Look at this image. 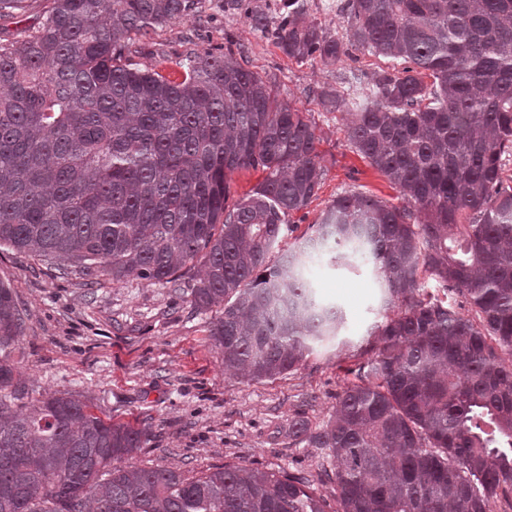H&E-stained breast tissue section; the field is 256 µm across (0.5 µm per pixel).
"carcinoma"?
I'll list each match as a JSON object with an SVG mask.
<instances>
[{
	"instance_id": "carcinoma-1",
	"label": "carcinoma",
	"mask_w": 512,
	"mask_h": 512,
	"mask_svg": "<svg viewBox=\"0 0 512 512\" xmlns=\"http://www.w3.org/2000/svg\"><path fill=\"white\" fill-rule=\"evenodd\" d=\"M200 0H50L0 39V247L80 277L191 289L216 309L209 337L249 381L296 368L343 314L317 299L305 258L367 253L382 284L375 355L317 430L316 475L224 465L196 477L115 462L149 434L70 393L31 396L13 361L25 320L0 283V512H495L512 507V0H346L347 41L282 0L278 20L243 0L289 58L397 61L351 105L347 140L399 189L396 207L345 190L280 248L318 195L316 122L236 53L135 61L137 42ZM263 180L229 202L228 175ZM278 250L275 262L267 258ZM426 273L475 315L420 292ZM396 312H391V309ZM334 483L327 495L319 486Z\"/></svg>"
}]
</instances>
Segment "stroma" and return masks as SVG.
<instances>
[{
    "label": "stroma",
    "mask_w": 512,
    "mask_h": 512,
    "mask_svg": "<svg viewBox=\"0 0 512 512\" xmlns=\"http://www.w3.org/2000/svg\"><path fill=\"white\" fill-rule=\"evenodd\" d=\"M233 45L246 65L269 81L279 98L316 121L317 146L327 176L316 200L293 214L284 245L316 223L325 207L352 189L401 205L398 190L349 145L347 109L325 111L319 94L362 96L374 74L393 67L370 55L336 65L300 63L256 32L224 0H203L199 13L168 23L141 41L140 59ZM318 298L342 309L335 338L314 342L296 370L274 380L248 382L225 371L209 340L215 314L191 303L192 279L180 289L128 278L97 277L92 287L53 266L0 248V282L9 286L26 317L14 360L34 395L69 392L102 417L147 429L137 466H167L193 476L224 464L262 471L317 472L327 451L289 437L295 418L327 422L352 370L374 354L372 332L383 320V293L372 264L332 265L311 258L304 267Z\"/></svg>",
    "instance_id": "35a3bbf8"
}]
</instances>
